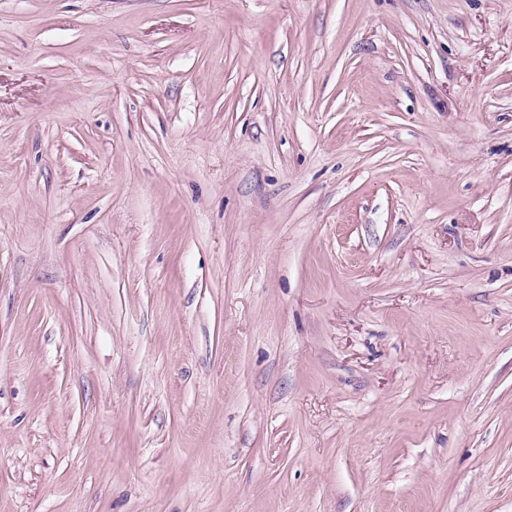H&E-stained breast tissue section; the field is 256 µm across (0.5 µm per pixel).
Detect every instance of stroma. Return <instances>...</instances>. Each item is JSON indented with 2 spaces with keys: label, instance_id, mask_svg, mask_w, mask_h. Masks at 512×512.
I'll return each mask as SVG.
<instances>
[{
  "label": "stroma",
  "instance_id": "1",
  "mask_svg": "<svg viewBox=\"0 0 512 512\" xmlns=\"http://www.w3.org/2000/svg\"><path fill=\"white\" fill-rule=\"evenodd\" d=\"M0 512H512V0H0Z\"/></svg>",
  "mask_w": 512,
  "mask_h": 512
}]
</instances>
